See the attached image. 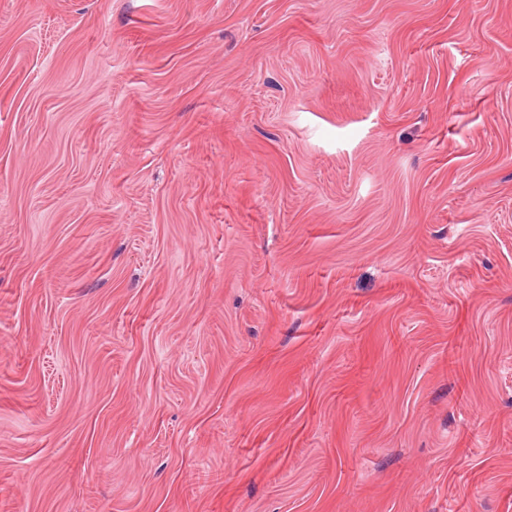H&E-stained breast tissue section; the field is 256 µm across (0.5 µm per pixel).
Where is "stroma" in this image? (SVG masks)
Returning a JSON list of instances; mask_svg holds the SVG:
<instances>
[{"instance_id": "35a3bbf8", "label": "stroma", "mask_w": 512, "mask_h": 512, "mask_svg": "<svg viewBox=\"0 0 512 512\" xmlns=\"http://www.w3.org/2000/svg\"><path fill=\"white\" fill-rule=\"evenodd\" d=\"M0 512H512V0H0Z\"/></svg>"}]
</instances>
